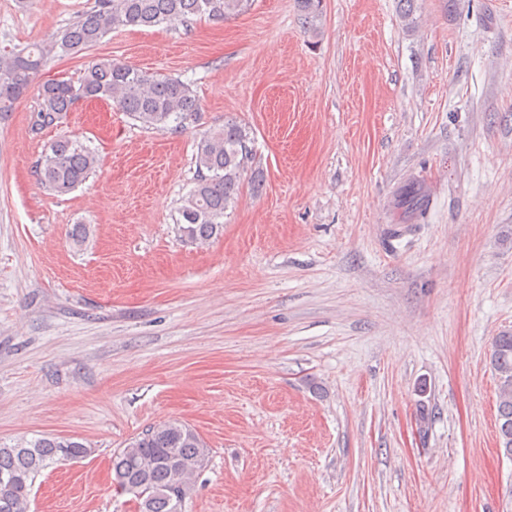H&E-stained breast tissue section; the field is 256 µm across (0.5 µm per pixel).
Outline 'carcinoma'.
<instances>
[{
    "mask_svg": "<svg viewBox=\"0 0 512 512\" xmlns=\"http://www.w3.org/2000/svg\"><path fill=\"white\" fill-rule=\"evenodd\" d=\"M252 0H95L94 6L57 31L49 41L0 53V112L19 99L53 59L76 57L120 27H152L207 15L228 20L245 12ZM81 99L110 100L146 128L177 129L199 110L192 85L177 77L157 76L110 58H101L75 80L51 79L39 88L37 125L61 121ZM250 127L226 121L199 143L195 186L183 199L177 224L191 242L205 243L223 229L253 159ZM96 165L90 149L69 138L55 142L40 157L36 174L56 195H65L89 177ZM490 365L499 378L500 450L512 458V331L495 336ZM87 445L66 437H40L0 446V512H29L30 496L41 471L88 456ZM209 454L189 425L167 422L131 440L112 460L116 489L134 497L138 512H182L190 493V475Z\"/></svg>",
    "mask_w": 512,
    "mask_h": 512,
    "instance_id": "carcinoma-1",
    "label": "carcinoma"
}]
</instances>
